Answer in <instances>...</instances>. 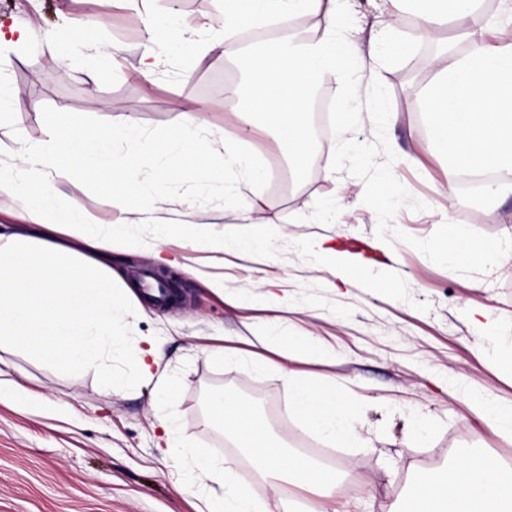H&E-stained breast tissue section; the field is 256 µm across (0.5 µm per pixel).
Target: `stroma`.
Returning a JSON list of instances; mask_svg holds the SVG:
<instances>
[{
	"mask_svg": "<svg viewBox=\"0 0 512 512\" xmlns=\"http://www.w3.org/2000/svg\"><path fill=\"white\" fill-rule=\"evenodd\" d=\"M356 9L350 31L363 51L375 52L391 93L393 171L427 205L421 212L400 209L394 225L421 239L445 221L512 237V196L491 203L482 190L459 186L450 204L435 192L445 168L427 151L423 91L435 76L433 57L446 48L466 52L463 32L444 27L435 39L412 41L396 55L373 43L377 9L370 0H357ZM168 16L177 21L179 39L152 37V19ZM89 24L97 29L98 52L113 59L108 73H97L77 46ZM323 30L320 19L308 16L254 25L236 34L239 51L231 54L224 0H0V91L28 104L23 112L0 110V166H13L19 143L49 139L48 113L67 112L82 125L104 128L130 105L150 141L176 130L183 112L202 113L209 141L202 162L219 171L205 184L161 185L143 168L146 190L166 201L163 219L204 225L207 235L191 244L175 231L165 244L154 220L130 225L132 241L114 267L127 284L136 285L144 271L163 270L156 247L182 264L168 271L177 281L176 301L160 307L136 293L122 348L105 350L99 365L73 374L0 338V373L37 401L29 409L0 400V512H204L201 485L184 484L183 461L158 451L166 412L156 397L161 377L175 384V408L191 447L233 468L266 504L289 497L300 512L401 510L417 474L461 452L480 449L512 463V441L489 431L464 401L476 394L512 405V258L469 278L401 242L376 248L375 213L361 195L340 190L353 176H330L323 168L334 140L312 138L316 164L290 169L286 147L260 127L259 117L245 115V98L225 92L245 86L250 52L312 43ZM146 52L157 60L147 77L139 73ZM228 137L245 142L264 171L261 182L224 171ZM256 194L264 200L261 223H238L239 203ZM244 234L268 238L271 249L258 257L223 254L225 239ZM326 236L352 243L361 257L352 286L340 293L331 286L326 258L304 251L307 240ZM219 275L220 295L208 285ZM267 278L287 292L288 310L258 298L257 285ZM474 305L499 324L497 363L474 354L492 338L467 321L464 309ZM269 329L315 338L331 354L321 360L289 354L287 344L265 339ZM143 335L164 343L154 378L108 389L106 373H129ZM222 346L234 356L216 358ZM288 370L314 383L335 380L354 412L360 445L334 447L289 416ZM226 387L290 452L335 471L334 497L275 488L260 476L208 406V393Z\"/></svg>",
	"mask_w": 512,
	"mask_h": 512,
	"instance_id": "35a3bbf8",
	"label": "stroma"
}]
</instances>
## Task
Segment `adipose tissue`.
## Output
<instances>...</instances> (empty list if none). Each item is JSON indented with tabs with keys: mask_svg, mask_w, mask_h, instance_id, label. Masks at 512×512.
Listing matches in <instances>:
<instances>
[{
	"mask_svg": "<svg viewBox=\"0 0 512 512\" xmlns=\"http://www.w3.org/2000/svg\"><path fill=\"white\" fill-rule=\"evenodd\" d=\"M401 0H388L376 16L378 33L392 34L394 52L406 51L410 39L432 38L447 22L468 26L477 0H419L412 38L399 37L406 19ZM355 0H224V34L233 36L246 23L273 16L321 18L323 37L297 49L254 53L247 65V109L262 114L277 130L293 167L310 164V91L336 79L361 58L360 47L346 31ZM434 82L424 93L430 127L428 150L446 163L448 178L439 192L453 199L461 176L497 172L486 186L487 199L512 194V40L495 44L483 33L470 35L463 56L433 59ZM54 132L36 145H24L20 169L0 167V198L32 187L24 214L23 234L0 232V336L9 337L33 357L70 372L95 364L101 350L120 342L119 313L128 312L127 293L112 287L115 244L125 243L126 228L146 208L162 209V197L145 193L139 173L149 167L157 181L194 178L206 181L210 171L201 158L208 150L196 131L203 121L185 112L164 150L141 140L131 116L104 129L78 124L64 112L52 117ZM125 141V156L113 157V141ZM97 181L123 216L102 224L77 200L60 202L57 181ZM291 395L290 414L318 436L345 447L361 435L339 397L335 382L319 385L285 373ZM216 421L231 434L266 475L299 486L318 484L323 494L336 487L333 471L317 468L270 442L266 429L248 405L215 396L210 403ZM172 449L193 469L215 483L210 512H283L284 503L263 505L230 467L196 453L180 436ZM410 512H512V464L485 453L459 458L451 468L427 471L414 483Z\"/></svg>",
	"mask_w": 512,
	"mask_h": 512,
	"instance_id": "adipose-tissue-1",
	"label": "adipose tissue"
}]
</instances>
